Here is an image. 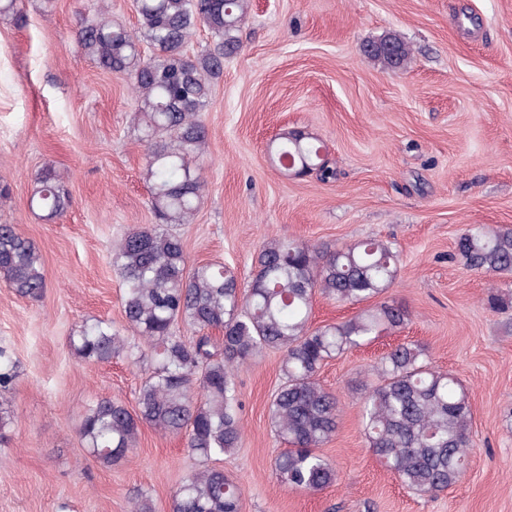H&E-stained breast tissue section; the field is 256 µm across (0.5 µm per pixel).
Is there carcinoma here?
Segmentation results:
<instances>
[{
	"mask_svg": "<svg viewBox=\"0 0 512 512\" xmlns=\"http://www.w3.org/2000/svg\"><path fill=\"white\" fill-rule=\"evenodd\" d=\"M250 0H134L137 31L112 24L108 6L84 18L76 42L105 72L126 77L138 106L145 170L155 223L130 229L112 250L123 287L126 328L150 349L152 367L139 389L137 408L100 399L82 414L78 433L93 459L106 467L137 448L140 429L183 435L202 467L186 478L169 512H241L238 483L211 462L241 440L235 373L267 349L282 352L283 382L270 403L275 434L288 444L274 461L287 489L321 491L336 482L334 464L320 452L336 433L339 401L318 381L329 360L360 348L382 332L403 327L400 305L368 301L394 283L399 254L393 244L367 239L331 249L293 239L266 242L255 259L249 288L238 287L222 265L193 268L174 224L193 221L205 189L197 161L207 130L199 119L210 104L224 58L236 53ZM203 26L213 43L195 55L186 46ZM152 53L142 55L141 44ZM370 56L403 69L411 51L390 35L372 44ZM270 154L300 174L313 169L323 181L333 171L319 146L300 130L279 135ZM31 204L53 219L71 205L62 176L51 167L35 176ZM458 253L473 270L512 272V228L475 225L458 240ZM0 277L20 297L37 298L46 287L42 255L13 224H0ZM340 304L364 305L351 319L312 326L316 295ZM195 331L187 339L178 322ZM218 332L212 337L209 331ZM71 351L88 361L131 356L112 324L97 321L69 338ZM425 349L399 345L372 368L362 396L364 435L370 451L401 483L435 496L467 472L473 439L469 392L455 375L426 363ZM14 376V362L0 350V388Z\"/></svg>",
	"mask_w": 512,
	"mask_h": 512,
	"instance_id": "cac0c4a2",
	"label": "carcinoma"
}]
</instances>
